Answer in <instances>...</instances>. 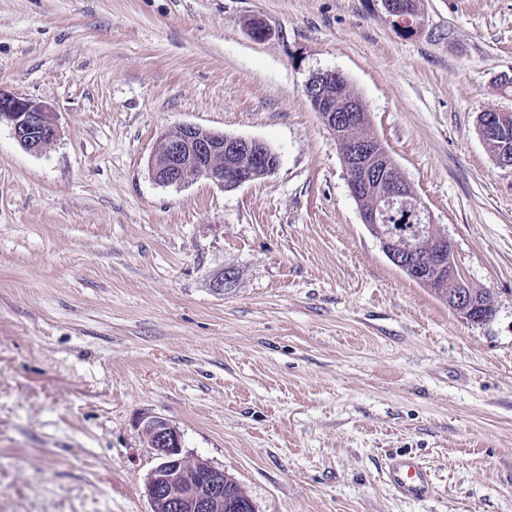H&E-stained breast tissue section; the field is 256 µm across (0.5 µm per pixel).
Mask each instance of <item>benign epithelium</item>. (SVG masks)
Segmentation results:
<instances>
[{
	"mask_svg": "<svg viewBox=\"0 0 512 512\" xmlns=\"http://www.w3.org/2000/svg\"><path fill=\"white\" fill-rule=\"evenodd\" d=\"M389 16L405 28L420 24L419 9L385 7ZM346 77L339 71L313 74L305 93L312 108L336 140L352 196L359 206L362 224L380 241L388 258L415 279H425L428 287L443 284L431 271L454 264V245L448 236L433 229L430 213L411 184L401 175L396 163L380 148L349 135L357 123L355 105L339 112L336 94L331 88ZM0 118L7 120L19 144L31 153L41 152L58 135L55 113L45 104L20 97L0 87ZM504 121L502 112H486L479 122L484 140L493 136L495 122ZM162 152L149 160L153 179L164 185H181L204 178L221 188L236 189L275 172L279 159H271L273 150L264 142L215 132L199 125H181L161 135ZM232 172L224 176V163ZM433 236L434 250L421 257L403 251L401 240L407 236ZM448 307L478 322L469 292L461 288L448 297ZM156 465L145 480V495L151 512H224V470L204 463L208 479L204 487L182 470L184 453L181 435L166 419L147 416L142 421Z\"/></svg>",
	"mask_w": 512,
	"mask_h": 512,
	"instance_id": "7a95c632",
	"label": "benign epithelium"
}]
</instances>
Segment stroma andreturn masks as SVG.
<instances>
[{"label":"stroma","instance_id":"1","mask_svg":"<svg viewBox=\"0 0 512 512\" xmlns=\"http://www.w3.org/2000/svg\"><path fill=\"white\" fill-rule=\"evenodd\" d=\"M420 4L406 30L381 0H0V87L59 130L33 154L0 121V512H150L147 416L254 512H512V168L476 125L512 112V0ZM329 69L489 323L362 224L305 94ZM184 124L279 166L159 184L149 159ZM401 453L432 467L426 500L386 484Z\"/></svg>","mask_w":512,"mask_h":512}]
</instances>
